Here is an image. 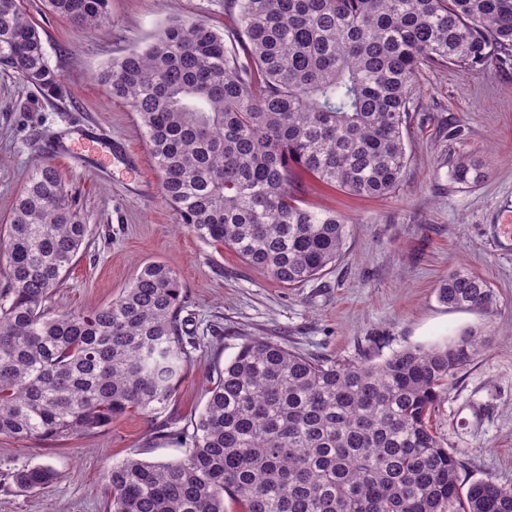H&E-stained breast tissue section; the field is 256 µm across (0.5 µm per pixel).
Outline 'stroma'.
<instances>
[{
	"instance_id": "35a3bbf8",
	"label": "stroma",
	"mask_w": 512,
	"mask_h": 512,
	"mask_svg": "<svg viewBox=\"0 0 512 512\" xmlns=\"http://www.w3.org/2000/svg\"><path fill=\"white\" fill-rule=\"evenodd\" d=\"M22 8L63 92L46 99L0 71V225L31 174L54 163L78 197L89 235L51 307L102 306L132 282L140 263L160 261L183 285V333L196 347L161 414L132 413L56 443L0 436V512H105L107 471L129 456H183L176 431L203 408L209 377L250 338L308 357L378 363L406 347L445 344L465 329L483 331L486 349L451 380L431 424L461 452L462 483L491 477L512 485V65L422 67L405 130L408 164L395 192L362 197L298 182L303 206L345 217L346 239L335 266L288 288L181 226L161 193L137 115L97 80L113 58L147 46L171 21L227 30L229 0H109L106 20L90 29L50 14L44 0H23ZM92 127L129 146L134 159L116 154L102 166L57 157L58 147ZM460 158L478 163L484 180L453 184L451 165ZM458 268L490 284V308L454 310L438 300L441 281ZM37 464L51 465L56 482L41 494L19 490L12 472Z\"/></svg>"
}]
</instances>
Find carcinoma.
Wrapping results in <instances>:
<instances>
[{
  "mask_svg": "<svg viewBox=\"0 0 512 512\" xmlns=\"http://www.w3.org/2000/svg\"><path fill=\"white\" fill-rule=\"evenodd\" d=\"M232 39L172 21L147 47L99 72L137 113L166 202L197 239L299 286L343 255L347 221L300 205L302 172L351 194L386 196L407 165L403 128L424 65L475 69L512 60V0H231ZM75 27L108 0H47ZM0 67L44 97L62 93L21 0H0ZM460 161L453 182L479 183ZM89 233L57 167L21 191L0 232V436L61 442L131 412L164 411L195 342L182 336V284L162 262L86 312L52 293ZM439 299L480 309L493 289L467 270ZM468 330L446 346L380 363L320 361L263 339L238 346L167 462L128 457L106 474L108 512H512V487L462 489L460 453L433 432L448 381L484 350ZM49 464L11 475L42 492Z\"/></svg>",
  "mask_w": 512,
  "mask_h": 512,
  "instance_id": "carcinoma-1",
  "label": "carcinoma"
}]
</instances>
